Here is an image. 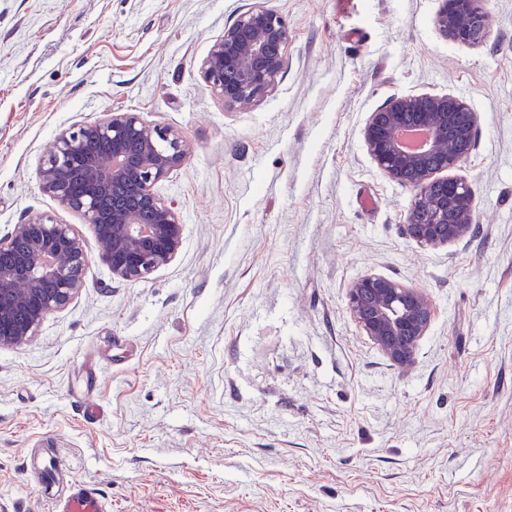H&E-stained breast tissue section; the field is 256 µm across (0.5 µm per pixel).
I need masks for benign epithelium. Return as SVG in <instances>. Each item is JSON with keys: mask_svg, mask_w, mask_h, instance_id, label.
<instances>
[{"mask_svg": "<svg viewBox=\"0 0 512 512\" xmlns=\"http://www.w3.org/2000/svg\"><path fill=\"white\" fill-rule=\"evenodd\" d=\"M485 0H442L437 26L450 38L475 43ZM288 25L276 12L241 13L211 45L202 62L212 93L227 106L261 99L281 73ZM427 138L417 152L398 139L406 126ZM476 114L453 95H400L372 113L363 129L367 151L391 180L414 190L407 235L423 247L465 237L476 208L467 183L446 176L472 152ZM110 145L104 154L100 144ZM190 146L171 127L146 122L137 112H104L63 131L40 170V190L92 226L102 261L112 276L138 282L167 266L183 243L174 202L157 185L185 162ZM441 189L429 194L432 186ZM84 242L70 224L34 215L0 237V348L38 335L47 316L65 308L84 286ZM348 309L363 335L395 366L414 362L432 305L419 288L377 274L351 284Z\"/></svg>", "mask_w": 512, "mask_h": 512, "instance_id": "obj_1", "label": "benign epithelium"}]
</instances>
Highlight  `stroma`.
Instances as JSON below:
<instances>
[{"label": "stroma", "mask_w": 512, "mask_h": 512, "mask_svg": "<svg viewBox=\"0 0 512 512\" xmlns=\"http://www.w3.org/2000/svg\"><path fill=\"white\" fill-rule=\"evenodd\" d=\"M440 0H0V236L75 225L85 286L0 348V512H49L31 455L60 453L110 512H512V0L462 44ZM289 30L258 102L229 107L201 64L244 11ZM476 114L475 228L436 248L404 226L412 189L363 129L390 97ZM131 111L178 129L159 185L177 257L129 284L91 227L39 188L58 134ZM423 289L411 368L347 307L367 274Z\"/></svg>", "instance_id": "stroma-1"}]
</instances>
